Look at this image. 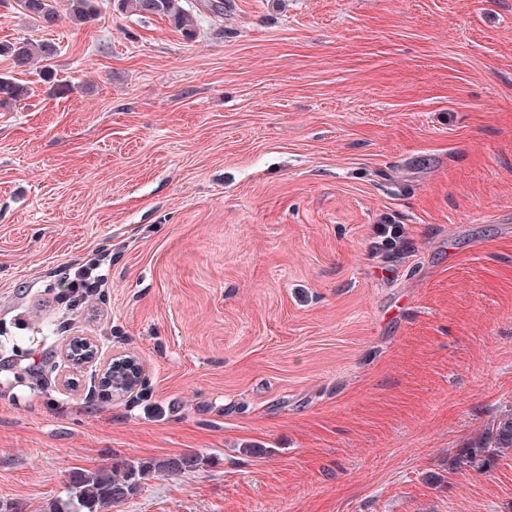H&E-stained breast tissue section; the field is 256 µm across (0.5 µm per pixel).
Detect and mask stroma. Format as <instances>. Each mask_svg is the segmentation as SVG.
<instances>
[{
    "mask_svg": "<svg viewBox=\"0 0 512 512\" xmlns=\"http://www.w3.org/2000/svg\"><path fill=\"white\" fill-rule=\"evenodd\" d=\"M203 2L0 0L58 45L0 108V512L183 454L111 512H512V456L449 470L512 410V0ZM23 14L36 25L44 28L52 27L61 18V12L57 5L58 0H16ZM66 15L75 24H86L96 19L99 11L98 0H65ZM122 10L141 17L166 18L177 30L188 38L194 34L192 15L183 8L181 0H119ZM100 375L102 386H112V396H124L142 383L141 368L133 358H112Z\"/></svg>",
    "mask_w": 512,
    "mask_h": 512,
    "instance_id": "1",
    "label": "stroma"
}]
</instances>
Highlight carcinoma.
I'll return each mask as SVG.
<instances>
[{
  "label": "carcinoma",
  "mask_w": 512,
  "mask_h": 512,
  "mask_svg": "<svg viewBox=\"0 0 512 512\" xmlns=\"http://www.w3.org/2000/svg\"><path fill=\"white\" fill-rule=\"evenodd\" d=\"M23 14L36 25L52 27L61 18L59 0H16ZM66 15L75 24H86L98 16V0H65ZM127 13L165 18L177 30L190 37L194 34L192 15L183 8L181 0H120ZM55 43L27 38L0 41V56L12 61L13 67L26 72L34 62H40L39 76L50 82L55 78L52 60L57 56ZM29 96V89L10 75L0 76V107H6ZM512 455V411L499 416L496 425L477 445L462 448L453 459L455 472L483 473L497 459ZM198 465V457L183 455L167 459L157 469L167 473L190 471ZM152 467L128 461H117L110 468L95 471L74 470L68 475L70 508L63 512H101L107 507L126 502L138 489Z\"/></svg>",
  "instance_id": "1"
}]
</instances>
